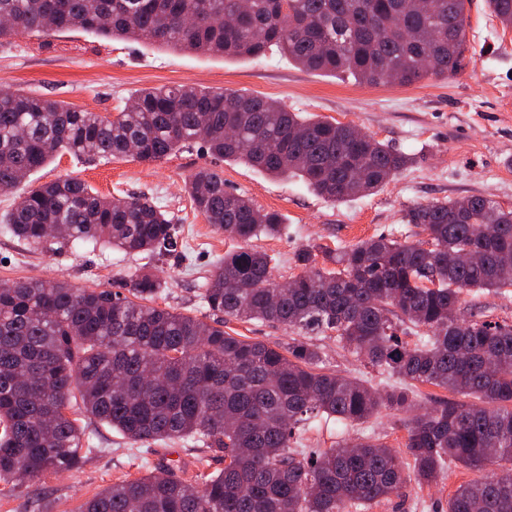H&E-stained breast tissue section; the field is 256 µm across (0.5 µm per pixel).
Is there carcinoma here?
Segmentation results:
<instances>
[{
	"label": "carcinoma",
	"instance_id": "obj_1",
	"mask_svg": "<svg viewBox=\"0 0 512 512\" xmlns=\"http://www.w3.org/2000/svg\"><path fill=\"white\" fill-rule=\"evenodd\" d=\"M472 0H0V40L67 30L144 39L181 51L262 57L277 48L311 71L380 85L454 76L466 66ZM512 28V0H486ZM200 142L276 178L297 177L336 202L373 194L413 158L356 127L291 112L279 102L191 85L136 94L114 117L38 94L0 89V191L69 154L152 164ZM194 210L239 242L202 299L226 318L295 333L281 350L232 336L224 322L156 305L166 284L148 271L127 293L64 282L0 284V482L14 490L71 472L94 452L80 416L133 443L150 473L125 478L80 512H356L429 485L461 465L474 477L448 512H512V323L461 317L474 289L512 287V209L491 195L415 202L408 235L379 234L343 250L294 255L300 273L279 287L278 262L249 247L282 219L199 169ZM5 223L34 248L96 242L148 255L178 250L173 220L145 196L112 200L67 178L16 196ZM404 381L377 389L318 369L313 336ZM410 335L414 340H407ZM463 397L419 409L413 384ZM403 415L406 472L374 436L303 448L316 418L357 426ZM191 440L221 457L189 476L151 462L149 445Z\"/></svg>",
	"mask_w": 512,
	"mask_h": 512
}]
</instances>
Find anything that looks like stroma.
Returning <instances> with one entry per match:
<instances>
[{
	"mask_svg": "<svg viewBox=\"0 0 512 512\" xmlns=\"http://www.w3.org/2000/svg\"><path fill=\"white\" fill-rule=\"evenodd\" d=\"M467 37L471 58L462 73L410 85H368L347 74L309 71L275 51L258 59L219 57L82 32L1 40L0 88L31 90L103 115L120 112L147 88L191 84L247 91L306 116L354 124L415 161L377 193L334 203L300 180L274 178L214 157L196 143L149 165L130 157L85 162L64 154L31 175V186L76 178L108 197L147 195L172 217L185 250L150 259L112 249L104 241L53 252L36 249L2 224L15 197L0 193V283L62 280L76 288L118 291L129 275L146 266L167 283L164 307L212 321L201 298L203 286L237 243L215 232L191 205L185 184L202 168L223 175L228 190L282 216L281 237L256 238L252 245L279 258V273L286 278L296 275L291 259L307 245L349 247L381 233L404 234L403 211L417 201L490 194L512 209V30H502L492 19L485 0H472ZM464 311L512 322V288L473 292ZM313 342L323 371L381 389L398 383L394 376L363 366L335 339L317 336ZM88 431L100 455L46 484L11 493L0 489V512H78L85 499L113 482L142 475L140 455L129 440L96 422ZM364 432L378 434L398 451L407 436L398 417L386 412L359 429L318 420L306 436L308 445L327 448ZM470 477L464 468H451L438 485L410 487L406 496L372 505L368 512H448L449 497Z\"/></svg>",
	"mask_w": 512,
	"mask_h": 512,
	"instance_id": "1",
	"label": "stroma"
}]
</instances>
